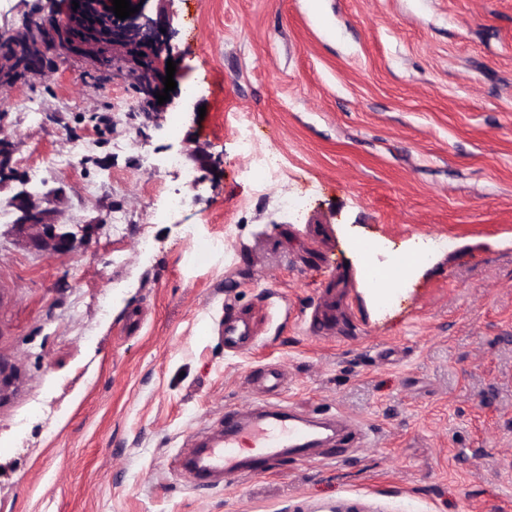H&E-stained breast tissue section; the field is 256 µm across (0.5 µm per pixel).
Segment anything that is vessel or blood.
<instances>
[{
	"label": "vessel or blood",
	"instance_id": "vessel-or-blood-1",
	"mask_svg": "<svg viewBox=\"0 0 512 512\" xmlns=\"http://www.w3.org/2000/svg\"><path fill=\"white\" fill-rule=\"evenodd\" d=\"M306 324L316 337L334 334L335 289H325L319 296ZM224 342L233 352L248 349L252 338L247 320H225ZM319 437V423L294 408L273 401L249 405L225 412L223 422L197 434L195 442L202 453L196 458L193 470L205 483L241 473L259 476L268 472L282 455L305 457ZM365 438L363 429L343 424L342 439L336 448L330 449L329 460H340L348 448L359 445Z\"/></svg>",
	"mask_w": 512,
	"mask_h": 512
}]
</instances>
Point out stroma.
I'll return each instance as SVG.
<instances>
[{
	"mask_svg": "<svg viewBox=\"0 0 512 512\" xmlns=\"http://www.w3.org/2000/svg\"><path fill=\"white\" fill-rule=\"evenodd\" d=\"M52 7L0 0V36ZM171 10L179 84L206 107L177 134L129 80L63 54L0 97L18 172L73 157L40 192L58 223L98 227L52 258L0 232V512H512V0ZM243 116L287 184L256 186ZM196 146L199 184L147 165ZM286 188L298 214L275 205ZM164 191L185 206L157 224ZM441 237L391 302L367 286L378 256ZM340 277L355 322L317 339L305 319ZM230 315L258 321L249 350L219 335ZM260 363L286 374L276 398L366 445L216 487L177 472L193 433L257 403ZM333 420L342 426V439L337 448H330L326 456L327 460L338 462L347 452V448L358 446L366 438V433L359 427H354L343 417L336 415Z\"/></svg>",
	"mask_w": 512,
	"mask_h": 512,
	"instance_id": "obj_1",
	"label": "stroma"
}]
</instances>
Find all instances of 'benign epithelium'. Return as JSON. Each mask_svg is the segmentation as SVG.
<instances>
[{"label": "benign epithelium", "mask_w": 512, "mask_h": 512, "mask_svg": "<svg viewBox=\"0 0 512 512\" xmlns=\"http://www.w3.org/2000/svg\"><path fill=\"white\" fill-rule=\"evenodd\" d=\"M75 1L77 9L73 8ZM148 2L130 0L139 11L121 20L111 10L112 0H58L61 7L40 19L38 34L23 25L12 30L10 40L0 47V94L9 93L23 74L50 77L46 64L52 53L80 56L92 63L108 56L112 64L127 68V75L144 96L146 111H195L194 98L182 95L179 88L170 92L166 103L158 104L156 93L165 88L167 60L175 58L171 41L176 31L169 13L173 0H158L160 8L155 14L146 10ZM108 18L112 28L105 32L102 21ZM15 150L14 136L0 127V190L15 178ZM7 202L18 214L10 224L11 232L28 249L48 257L76 249L77 233L56 222L46 197L22 188Z\"/></svg>", "instance_id": "obj_1"}]
</instances>
